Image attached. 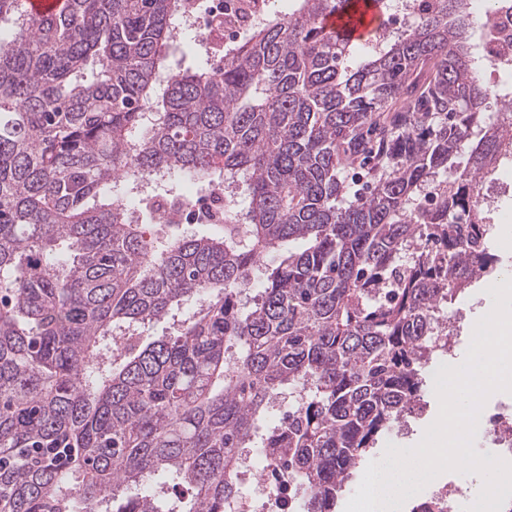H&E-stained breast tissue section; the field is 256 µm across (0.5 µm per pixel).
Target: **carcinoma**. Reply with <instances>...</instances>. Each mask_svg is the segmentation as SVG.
<instances>
[{"label": "carcinoma", "instance_id": "cac0c4a2", "mask_svg": "<svg viewBox=\"0 0 512 512\" xmlns=\"http://www.w3.org/2000/svg\"><path fill=\"white\" fill-rule=\"evenodd\" d=\"M346 2L288 0L163 84L179 0H0V512H224L252 448L336 512L412 412L443 305L493 265L479 186L512 128L468 0L361 46L323 30ZM156 171L228 189L224 223L147 233L122 200Z\"/></svg>", "mask_w": 512, "mask_h": 512}]
</instances>
